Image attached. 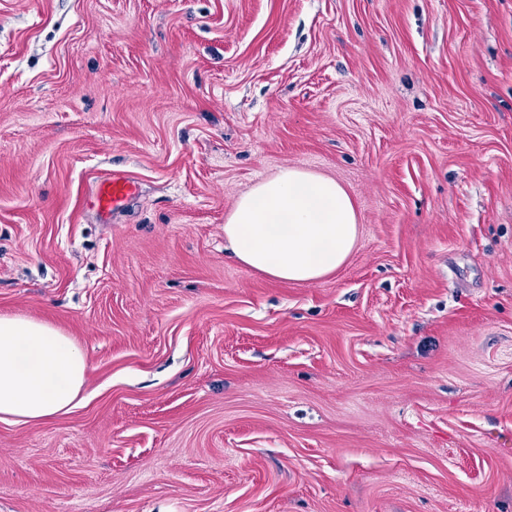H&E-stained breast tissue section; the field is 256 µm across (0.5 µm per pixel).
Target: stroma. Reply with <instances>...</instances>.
Returning <instances> with one entry per match:
<instances>
[{
	"instance_id": "obj_1",
	"label": "stroma",
	"mask_w": 512,
	"mask_h": 512,
	"mask_svg": "<svg viewBox=\"0 0 512 512\" xmlns=\"http://www.w3.org/2000/svg\"><path fill=\"white\" fill-rule=\"evenodd\" d=\"M286 167L358 217L314 283L224 246ZM0 315L89 365L0 512H512V0H0ZM137 183L130 177L112 176L101 181L92 196L97 212L107 217L137 193Z\"/></svg>"
}]
</instances>
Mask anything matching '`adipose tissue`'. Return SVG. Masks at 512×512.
<instances>
[{
	"label": "adipose tissue",
	"mask_w": 512,
	"mask_h": 512,
	"mask_svg": "<svg viewBox=\"0 0 512 512\" xmlns=\"http://www.w3.org/2000/svg\"><path fill=\"white\" fill-rule=\"evenodd\" d=\"M357 214L335 179L284 168L241 195L224 240L243 265L275 280L311 283L355 248ZM88 363L70 336L48 322L0 316V421L46 422L78 403Z\"/></svg>",
	"instance_id": "ef3b65f1"
}]
</instances>
